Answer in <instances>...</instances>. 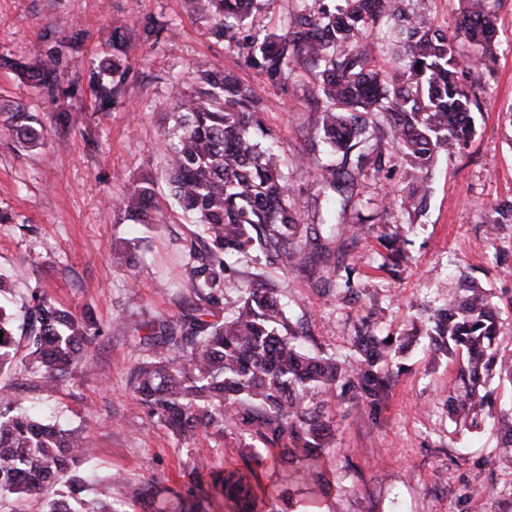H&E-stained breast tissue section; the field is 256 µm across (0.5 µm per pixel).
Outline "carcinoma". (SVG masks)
Wrapping results in <instances>:
<instances>
[{
    "label": "carcinoma",
    "instance_id": "1",
    "mask_svg": "<svg viewBox=\"0 0 512 512\" xmlns=\"http://www.w3.org/2000/svg\"><path fill=\"white\" fill-rule=\"evenodd\" d=\"M256 0H187V8L206 17L215 32L235 43L247 66L273 84H281L300 66L320 68L324 102L320 127L325 159L313 166L320 196L311 222L291 210L288 175L261 119V102L239 78L219 70L201 72L191 92L174 101L177 118L163 129L170 195L198 225L197 238L211 242L201 250L186 244L189 288L198 303L176 319L153 321L139 337L147 352L130 373V389L149 413L178 436L189 439L202 426H232L261 440L250 449L247 471L215 474L213 490L224 499V512H261L269 494L260 471L288 454L298 465L281 470L282 484L311 483L307 507L315 508L331 485L325 478L326 449L333 444V400L346 394L377 409L402 370L398 355L419 339L432 354L462 353L457 386L448 392V416L478 429L491 421L505 448L512 447V407L496 410L485 387L504 375L512 382V359L498 357V317L488 295L475 282L460 297L418 327L388 341L360 328L348 360L310 350L286 316L285 304L264 272L238 286L234 308L216 319L224 297L230 260L260 252L267 265L285 271L310 263L305 248L329 254L338 238L356 240L363 224H338L368 168L379 172L381 153L368 145L378 120L400 147L407 162L408 185L400 199L406 212L426 206V183L436 157H452L475 134L474 113L482 111L484 71L497 56L494 4L499 0H461L462 22L476 52L472 62L459 55L447 32L427 18L429 0H312L295 15L284 33L258 36L247 27ZM396 21L400 48L393 53L394 75L375 68L371 31L381 17ZM171 23L152 20L142 29L146 41L160 40ZM82 31L45 40L35 63L21 59L10 66L42 95L71 96L83 78L75 69ZM112 53L88 73V88L105 109L119 94L128 59L124 38L112 36ZM5 128L23 148L44 143V128L23 104L1 107ZM341 160H336V154ZM151 175L136 179L117 200V216L134 224H164L167 214L154 204ZM493 224L512 223V203L491 206ZM398 233L385 236L387 260L394 268L406 260ZM313 285L327 292L353 289L351 277L318 276ZM0 369L15 360L53 382L74 362L86 358L85 342L100 334L91 321L78 319L33 291L20 312L0 306ZM93 458L88 436L65 431L28 411L20 397L0 388V498L30 495L61 483L67 496L48 512H105L83 499L86 479L70 469ZM158 512H185L182 495L172 489Z\"/></svg>",
    "mask_w": 512,
    "mask_h": 512
}]
</instances>
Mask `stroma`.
I'll use <instances>...</instances> for the list:
<instances>
[{"instance_id":"35a3bbf8","label":"stroma","mask_w":512,"mask_h":512,"mask_svg":"<svg viewBox=\"0 0 512 512\" xmlns=\"http://www.w3.org/2000/svg\"><path fill=\"white\" fill-rule=\"evenodd\" d=\"M302 5L261 0L249 24L260 35L286 30ZM429 10L435 26L462 52H472L459 0H430ZM149 16L172 23L175 36L141 40ZM79 26L87 32L84 69L110 52L116 31L129 38V69L117 105L99 110L80 89L62 124L58 102L5 62H34L44 35L67 36ZM495 28L498 57L484 75L476 134L455 158H438L417 220L392 204L406 186L407 164L397 145L381 141L384 170L362 178L361 201L344 217L348 224L366 219L370 231L359 242L334 246L352 271L353 292L327 294L306 274L265 267L311 350L349 355L364 319L377 335L405 336L471 276L490 292L499 314L500 355L512 356V224L492 235L486 224L491 203L512 200V0L496 6ZM198 70L232 71L261 100L262 120L283 146L289 203L309 222L318 187L307 163L293 160L308 162L321 150L314 66L296 70L285 87L271 85L237 47L214 38L208 20L188 16L182 0H0V104H24L45 126L43 146L30 150L18 148L0 127V214L9 217L0 223V273L10 280L14 304L36 289L101 331L88 348V363L71 366L55 386L17 365L0 372V386L55 413L64 428L92 436L89 469L99 480L87 494L110 512H150L139 492L161 486L178 490L193 512H221L222 498L206 492L210 472L247 468L240 450L250 435L202 427L193 440H183L150 416L128 386L143 356L141 325L178 317L195 301L181 246L197 227L171 207L159 131L172 121L176 88L190 89ZM146 171L157 178V200L169 208L170 221L135 231L119 221L112 200ZM398 225L408 258L393 274L378 238ZM134 233L143 238L140 250L114 251L116 240ZM403 363L378 410L333 402L334 450L324 465L332 490L321 512H512V448L502 447L491 429L474 431L448 417L455 362L416 346ZM479 486L484 494H476Z\"/></svg>"}]
</instances>
